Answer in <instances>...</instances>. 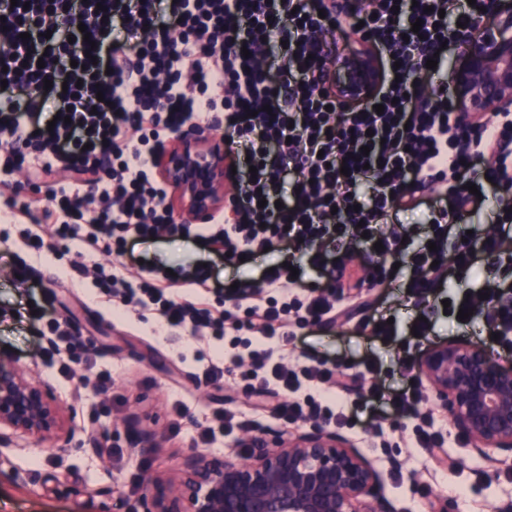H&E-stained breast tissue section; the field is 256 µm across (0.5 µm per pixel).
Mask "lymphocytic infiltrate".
<instances>
[{
  "mask_svg": "<svg viewBox=\"0 0 512 512\" xmlns=\"http://www.w3.org/2000/svg\"><path fill=\"white\" fill-rule=\"evenodd\" d=\"M486 0H365L354 14L383 70L372 99L345 106L326 66L342 57L336 0H0V213L35 224L27 239L79 240L124 256L131 237L178 236L230 263L265 248L304 262L282 264L225 289L230 306H209L205 268L175 295L151 264L136 272L87 265L98 292L122 311H158L168 330L217 342L206 380L228 374L282 395L287 424L348 423L325 362L289 365L280 342L291 326L332 324L323 281L344 289L361 328L389 335L365 313V283L397 284L422 302L469 277L488 287L486 333L512 348V277L494 276L512 254V113L463 120L448 81L426 62H447L460 25ZM383 112H376V105ZM221 132L236 172L228 218L180 221L169 186L155 174L173 127ZM25 173L30 192L14 179ZM54 176V207H39L43 177ZM445 193L431 195L435 183ZM476 193H469L468 184ZM493 204L491 231L471 237L466 214ZM406 210L418 224H400ZM371 251L370 281L357 278ZM404 269H397L396 261ZM248 338H240V331ZM383 401L413 423L418 445L440 448L443 429L419 382Z\"/></svg>",
  "mask_w": 512,
  "mask_h": 512,
  "instance_id": "f902f5d3",
  "label": "lymphocytic infiltrate"
}]
</instances>
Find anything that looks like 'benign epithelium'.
Here are the masks:
<instances>
[{
    "instance_id": "benign-epithelium-1",
    "label": "benign epithelium",
    "mask_w": 512,
    "mask_h": 512,
    "mask_svg": "<svg viewBox=\"0 0 512 512\" xmlns=\"http://www.w3.org/2000/svg\"><path fill=\"white\" fill-rule=\"evenodd\" d=\"M488 6L494 20L477 18L458 38L453 106L465 121L475 113L512 109V10L500 8L499 0H488ZM328 66L336 71V95L349 104L374 92L382 79L366 52ZM155 164L158 178L173 191L172 203L194 222L207 224L223 209L224 145L212 132L188 124L173 130ZM415 370L472 450L512 459L511 358L452 339L422 353ZM75 435L51 386L0 353V446L23 437L53 438L64 451L96 449L93 433L79 440ZM245 447L244 455L193 452L175 477L145 483L140 512H398L375 462L328 425L306 423L284 434L257 431Z\"/></svg>"
}]
</instances>
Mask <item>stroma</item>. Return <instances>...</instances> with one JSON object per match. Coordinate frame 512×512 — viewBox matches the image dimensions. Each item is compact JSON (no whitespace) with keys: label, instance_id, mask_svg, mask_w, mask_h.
<instances>
[{"label":"stroma","instance_id":"1","mask_svg":"<svg viewBox=\"0 0 512 512\" xmlns=\"http://www.w3.org/2000/svg\"><path fill=\"white\" fill-rule=\"evenodd\" d=\"M79 243L56 242L32 257L18 227L0 222V351L9 353L25 370L49 382L64 411H75V425L95 430L107 446L99 454L82 450L61 452L55 440L28 441L0 450V512H109L113 498H122L125 512H136L145 477L175 472L191 452L199 425L213 409L233 405L247 412V430L208 445V453H240L239 439L247 431L282 432L286 426L268 409L255 410V400L242 384L225 378L216 386L195 380L194 361L180 362V354L211 349L209 338L181 331L168 333L156 312L114 313L107 298L91 280L72 279L69 263ZM36 270L37 286H22L13 279L18 260ZM158 261L184 274L210 265L221 284L240 276L259 277L275 262L261 254L246 267L225 264L215 252L171 237L144 239L129 244L124 261L136 268L138 260ZM474 286L461 280L446 296H432L415 306L402 289L373 288L376 315L394 321L391 336L382 338L356 330L354 323L338 322L329 328L308 326L296 330L286 347L306 360L316 355L335 368L339 380L353 379L346 413L354 424L343 432L383 471L385 490L400 512H422L425 499L442 495L454 500L457 512H492L495 504L512 497L506 464L489 462L472 453L464 438L449 431L442 448H421L411 432L394 425V416L368 396L369 387L392 394L415 377L414 363L429 345L454 337L483 343L482 319L457 324L443 299H461ZM48 303V319L79 336L80 344L61 345L60 354L46 359L45 337L23 318L30 303ZM435 313V330L427 338L410 334L420 310ZM112 373L108 396L94 390L98 374ZM135 417L140 429L156 436L155 448L132 451L131 434L123 425ZM397 467H390V459Z\"/></svg>","mask_w":512,"mask_h":512}]
</instances>
